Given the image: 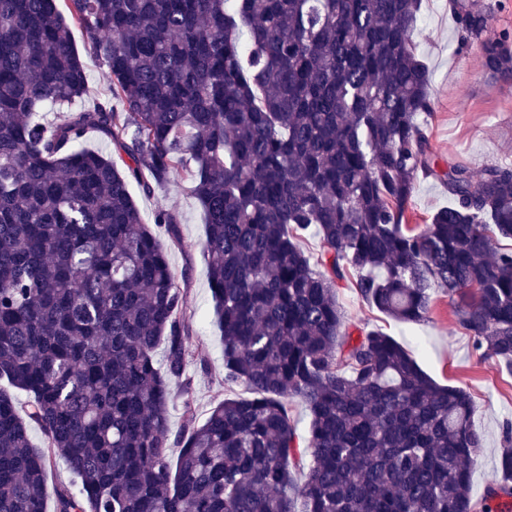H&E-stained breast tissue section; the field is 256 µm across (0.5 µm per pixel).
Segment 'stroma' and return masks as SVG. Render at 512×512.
I'll use <instances>...</instances> for the list:
<instances>
[{
    "label": "stroma",
    "instance_id": "35a3bbf8",
    "mask_svg": "<svg viewBox=\"0 0 512 512\" xmlns=\"http://www.w3.org/2000/svg\"><path fill=\"white\" fill-rule=\"evenodd\" d=\"M420 25L419 53L430 71L434 97V110L425 117L423 127L433 154L441 164L460 161L477 171L512 167V84L496 81L486 73L476 45L462 40L449 0H421ZM72 32L88 73V92L77 102L83 108L107 94L111 77L91 53L84 30L76 26ZM130 192L144 221H151L161 204L177 211L181 218L182 247H171L166 234H159L158 239L172 267L190 272L186 303L194 315L192 327L199 352L208 364L207 371L194 374L196 412L203 421L225 397L248 394L244 386L224 384V337L200 249L206 216L177 176L155 186L151 194H143L135 184ZM448 204V194L440 182L418 179L406 222L425 224ZM355 282L356 274L351 271L338 284V302L352 335L364 329L380 330L402 345L436 382L470 393L475 403L473 423L485 439L481 463L472 474L471 496L474 502H482L505 446L504 432L512 427V372L497 358L476 351L472 338L458 328L456 310L461 296L451 297L433 289L428 319L407 324L370 308L358 294Z\"/></svg>",
    "mask_w": 512,
    "mask_h": 512
}]
</instances>
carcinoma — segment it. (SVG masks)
<instances>
[{
  "mask_svg": "<svg viewBox=\"0 0 512 512\" xmlns=\"http://www.w3.org/2000/svg\"><path fill=\"white\" fill-rule=\"evenodd\" d=\"M59 2L0 0V382L29 396L20 408L0 390V512H45L56 458L79 489L58 487L54 512H474L471 395L381 331L352 338L337 301L349 269L403 323L429 318L434 287L474 289L457 323L512 367V167L439 168L419 122L434 107L420 0H66V17ZM451 2L511 84L512 37ZM75 24L110 95L49 122L87 90ZM90 131L129 162L84 147ZM174 174L206 215L224 382L252 394L202 424L189 270L156 234L181 246L179 216L160 206L150 226L129 191ZM421 176L450 205L411 227ZM290 398L310 415L303 447ZM502 494L512 448L486 500Z\"/></svg>",
  "mask_w": 512,
  "mask_h": 512,
  "instance_id": "cac0c4a2",
  "label": "carcinoma"
}]
</instances>
